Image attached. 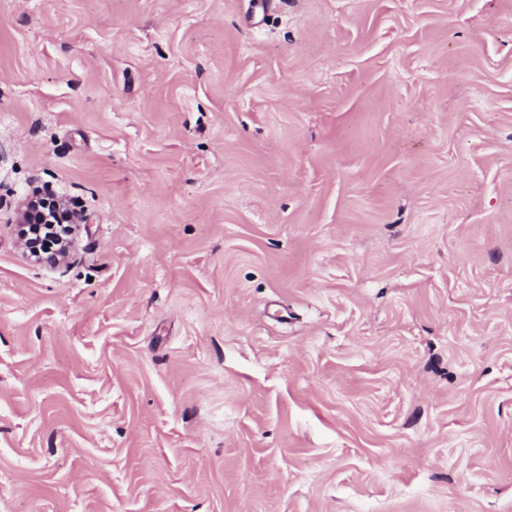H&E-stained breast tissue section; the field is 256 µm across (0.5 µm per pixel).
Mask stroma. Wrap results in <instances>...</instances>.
<instances>
[{
    "mask_svg": "<svg viewBox=\"0 0 512 512\" xmlns=\"http://www.w3.org/2000/svg\"><path fill=\"white\" fill-rule=\"evenodd\" d=\"M0 512H512V0H0ZM76 232H77V229H75L73 232L74 239L66 242L64 244L63 248L61 249V251H55V252L51 251L45 255L39 254V255H37L36 259L32 256V254H30V250L34 249V247L32 246V242H26L25 239L20 238L21 243H22L23 253L27 258L33 259L37 262H40V263H43V264H46L49 266H53V267L58 266L64 262H66L68 260V258L70 257V255L72 254V252L75 248V245H76Z\"/></svg>",
    "mask_w": 512,
    "mask_h": 512,
    "instance_id": "35a3bbf8",
    "label": "stroma"
}]
</instances>
